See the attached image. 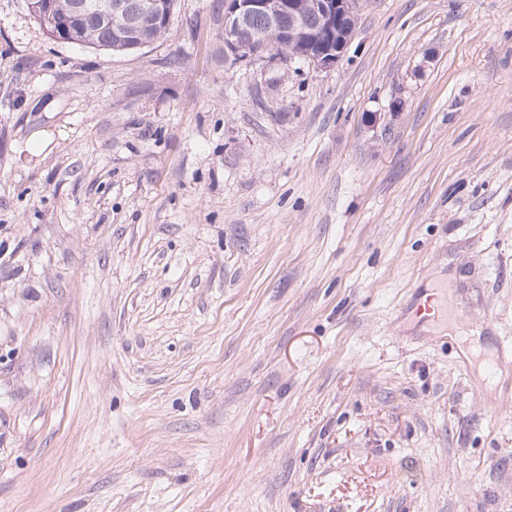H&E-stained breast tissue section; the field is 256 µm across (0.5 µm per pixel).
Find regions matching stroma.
Segmentation results:
<instances>
[{
	"label": "stroma",
	"instance_id": "obj_1",
	"mask_svg": "<svg viewBox=\"0 0 512 512\" xmlns=\"http://www.w3.org/2000/svg\"><path fill=\"white\" fill-rule=\"evenodd\" d=\"M357 10L319 69L0 0V512H512V0Z\"/></svg>",
	"mask_w": 512,
	"mask_h": 512
}]
</instances>
